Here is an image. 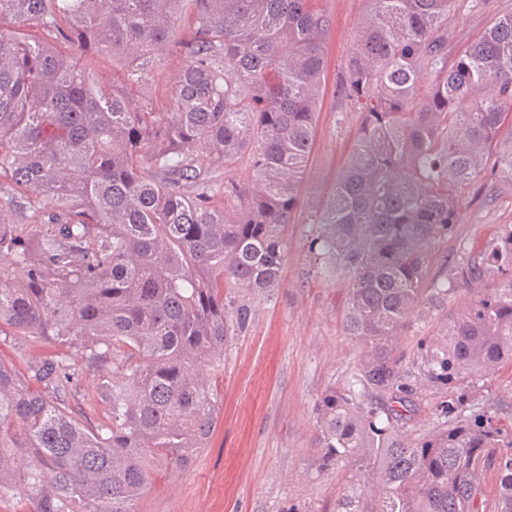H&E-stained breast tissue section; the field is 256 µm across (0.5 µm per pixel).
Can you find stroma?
Masks as SVG:
<instances>
[{
    "label": "stroma",
    "mask_w": 512,
    "mask_h": 512,
    "mask_svg": "<svg viewBox=\"0 0 512 512\" xmlns=\"http://www.w3.org/2000/svg\"><path fill=\"white\" fill-rule=\"evenodd\" d=\"M331 19L325 57L328 83L347 60L367 10L366 0H321ZM512 11V0H484L464 10L452 24L451 44L464 49L495 18ZM187 23L176 26V45L161 57L135 96H149L159 111L171 109V90L186 64L180 42L189 40ZM357 131L355 117H343L333 92H326L316 116L313 150L304 175V196L319 200L331 193L344 167ZM512 224V182L487 188L467 207L461 224L441 248V264L433 268L429 287L443 280L440 267L479 253L501 225ZM317 232L300 211L285 234L282 279L271 298L253 297V317L245 332L224 348V375L216 382L221 399L218 425L208 448L180 470L161 467L138 501V512H325L335 500L346 467L318 468L314 446L317 404L330 387L345 384L361 355L346 336L342 315L347 305L343 281H329L309 249ZM469 292L450 294L443 306L412 317L403 346L415 352L450 313L470 300ZM66 342L31 345L0 335V359L27 375L30 361L51 355L69 356ZM455 403L464 413L488 407L512 426V365L488 378L445 392L434 390L416 401L403 420L405 429L427 434L437 429L432 407Z\"/></svg>",
    "instance_id": "obj_1"
}]
</instances>
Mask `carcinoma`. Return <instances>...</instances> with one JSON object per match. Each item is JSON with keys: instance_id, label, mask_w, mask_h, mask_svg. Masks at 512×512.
<instances>
[{"instance_id": "cac0c4a2", "label": "carcinoma", "mask_w": 512, "mask_h": 512, "mask_svg": "<svg viewBox=\"0 0 512 512\" xmlns=\"http://www.w3.org/2000/svg\"><path fill=\"white\" fill-rule=\"evenodd\" d=\"M318 2L0 0V335L80 351L24 378L0 359V501L137 512L156 462L207 448L224 345L249 326L244 297L278 287L284 228L304 208L362 345L318 404L320 466L351 470L330 512H484L491 467L497 512H512V431L492 415L444 404L447 427L398 428L422 393L512 362V224L452 270L474 299L412 366L399 352L409 318L439 299L426 284L470 192L512 181V13L450 64L449 21L481 0H367L334 89L355 143L319 203L300 195L326 85ZM184 14L193 37L162 113L128 89ZM101 49L124 84L91 73ZM243 161L247 183L233 176ZM91 372L103 377L76 397Z\"/></svg>"}]
</instances>
